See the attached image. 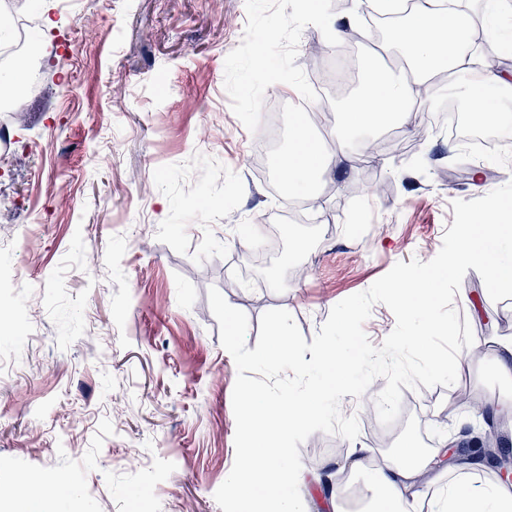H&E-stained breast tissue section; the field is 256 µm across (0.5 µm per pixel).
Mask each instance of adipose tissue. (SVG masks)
Masks as SVG:
<instances>
[{"label": "adipose tissue", "mask_w": 512, "mask_h": 512, "mask_svg": "<svg viewBox=\"0 0 512 512\" xmlns=\"http://www.w3.org/2000/svg\"><path fill=\"white\" fill-rule=\"evenodd\" d=\"M460 11L440 10L436 0H417L407 24L394 42L406 60L408 71L397 74L386 70L374 75L351 101L333 136L339 145L399 123L416 120L414 104L418 86L427 84L437 73L447 72L448 89L465 101L479 103L476 117L498 123L504 115L486 107L491 92L512 91V81L486 74L481 82L471 80V49L462 32ZM288 149L278 168L289 191L303 192L331 163L319 140L309 132L304 115L293 114ZM431 464L428 457L408 451L405 460L387 459L376 468H368L364 458H354L349 469L370 472L366 486L367 512H408L407 493L415 478ZM424 512H512V491L505 483L481 480L477 472L459 467L448 468L437 478L433 492L423 502Z\"/></svg>", "instance_id": "adipose-tissue-1"}]
</instances>
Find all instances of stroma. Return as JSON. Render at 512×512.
Listing matches in <instances>:
<instances>
[{
	"label": "stroma",
	"instance_id": "stroma-1",
	"mask_svg": "<svg viewBox=\"0 0 512 512\" xmlns=\"http://www.w3.org/2000/svg\"><path fill=\"white\" fill-rule=\"evenodd\" d=\"M37 4L49 77L0 165V488L37 478L57 512H222L237 368L209 289L246 314L247 349L277 308L312 340L397 262L434 258L453 201L512 181V119L483 152L434 123L378 131L372 165L347 144L312 211L251 160L271 108L308 104L309 45L326 27L359 32L357 57L378 68L399 61L364 25L369 0H75L68 17L59 0ZM371 178L390 193L364 192ZM254 224L279 229L270 256L244 245ZM454 306L480 351L469 370L403 389L412 411L387 435L374 400L344 396L360 434L300 445L306 512H332L324 479L364 487L346 460L431 456L466 423L512 443L493 344L512 337V298L492 301L471 268ZM454 388L483 415L459 419Z\"/></svg>",
	"mask_w": 512,
	"mask_h": 512
}]
</instances>
